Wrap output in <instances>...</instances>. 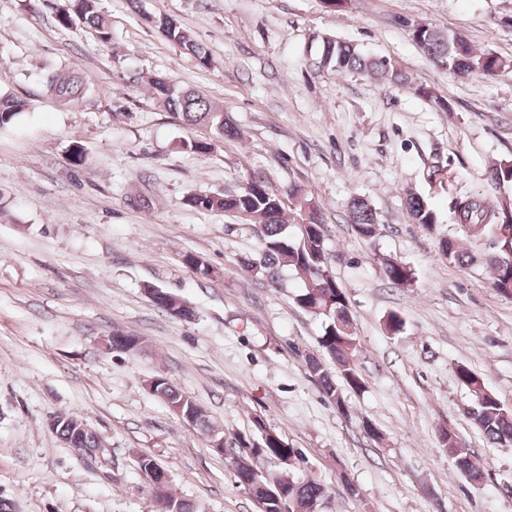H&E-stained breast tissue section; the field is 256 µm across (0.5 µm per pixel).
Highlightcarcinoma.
<instances>
[{"mask_svg": "<svg viewBox=\"0 0 512 512\" xmlns=\"http://www.w3.org/2000/svg\"><path fill=\"white\" fill-rule=\"evenodd\" d=\"M56 19L63 26L77 20L94 31L102 41L112 38L111 25L99 8V0H59ZM154 19L159 32L189 52L198 65L207 67L211 64L210 51L177 20L162 14L154 16ZM410 37L438 65L462 77L493 79L505 67L499 57L476 51L464 37L444 33L427 24L412 26ZM321 64L338 75L359 71L397 85L411 83L410 75L390 60L368 57L353 45L333 39L324 43ZM41 80L48 95L65 103L78 104L95 93V86L89 78L57 65L44 67ZM152 88L155 98L179 116L184 124L207 128L217 139L238 135L236 128L225 122L223 108L202 93L156 78L152 80ZM414 91L438 109L448 110V100L434 90L417 85ZM24 111L22 100L0 94V127L15 123ZM488 180L493 185L512 182V158L496 162L488 171ZM188 202L194 208L244 215L262 227L259 251L256 256L243 261L246 271L264 277L270 284L278 282L279 269L284 266L302 275L303 287L295 294L294 303L300 309L324 318V330L318 339L321 356L308 357L307 367L331 405L340 413L349 414L346 392H361L368 381L357 367L356 336L349 298L329 270L324 222L319 209L299 191L291 190L282 195L273 190L263 177L255 175L237 193L192 195ZM405 206L414 223L430 233L436 230V214L423 200L408 194ZM287 212L292 214L293 225L297 228L294 237L288 235L284 224ZM454 213L457 223L466 229L467 236L494 242L496 247L491 252L473 251L462 248L454 239L443 237L439 239L441 254L448 262L464 268L486 266L490 272L491 287L503 296L512 297V238L505 235L507 231L512 232V204L496 197L469 196L456 201ZM348 217L360 239L369 243L374 241L379 218L366 199L352 198L348 203ZM382 276L396 288L410 287L414 281L413 271L394 258L384 259ZM148 293L154 305L167 313L179 300L172 293L154 288ZM454 377L457 383L471 391L472 405L467 413L477 429L494 444L512 445V410L486 388L483 379L468 365H456ZM152 393L163 398L173 412L179 409L184 413L191 412L193 428L205 432L210 438H221L222 432L209 423L202 407L166 377H157ZM53 430L74 449L96 448L100 441V436L76 417L57 420ZM440 440L441 449L456 458L457 467L468 482L480 484L484 474L460 448L455 433L442 426ZM246 448L255 462L246 469L234 468V478L238 486L257 499L263 497L266 488L276 492L274 497H263L266 512H281V502L285 500L288 501V512H305L311 503L327 499L326 490L320 483L300 481L285 469L274 474L261 470L260 462L274 464L279 460L296 458L295 449L278 434H261L253 438L244 433L224 442V453L233 456L244 454ZM158 501L179 512H201L199 505L175 496L166 486L158 494Z\"/></svg>", "mask_w": 512, "mask_h": 512, "instance_id": "1", "label": "carcinoma"}]
</instances>
